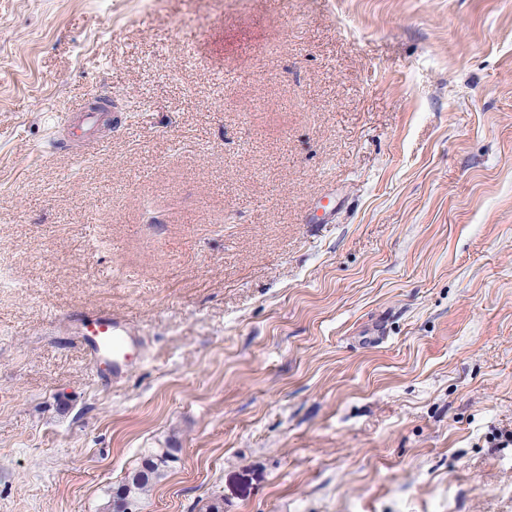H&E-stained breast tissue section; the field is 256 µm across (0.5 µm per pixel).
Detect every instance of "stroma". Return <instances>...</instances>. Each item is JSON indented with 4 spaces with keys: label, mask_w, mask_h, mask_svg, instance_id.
Returning a JSON list of instances; mask_svg holds the SVG:
<instances>
[{
    "label": "stroma",
    "mask_w": 512,
    "mask_h": 512,
    "mask_svg": "<svg viewBox=\"0 0 512 512\" xmlns=\"http://www.w3.org/2000/svg\"><path fill=\"white\" fill-rule=\"evenodd\" d=\"M0 276V512H512V0H0ZM105 112L99 109H89L80 115L76 121H68L62 126V140L79 146L91 144V134L104 120ZM71 321L85 359L101 383H122L137 362L146 359L140 331L124 316L80 312ZM175 452H178L177 448H166L160 454L145 457L141 467L128 475L117 490V502L135 506L140 496L148 491L151 483L164 475L169 462L175 461Z\"/></svg>",
    "instance_id": "obj_1"
}]
</instances>
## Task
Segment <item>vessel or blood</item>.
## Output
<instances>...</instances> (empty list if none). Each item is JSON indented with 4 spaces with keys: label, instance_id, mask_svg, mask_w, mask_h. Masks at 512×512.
<instances>
[{
    "label": "vessel or blood",
    "instance_id": "obj_1",
    "mask_svg": "<svg viewBox=\"0 0 512 512\" xmlns=\"http://www.w3.org/2000/svg\"><path fill=\"white\" fill-rule=\"evenodd\" d=\"M103 120L102 110H86L78 120L63 125L62 139L79 146L90 145L93 130ZM71 321L72 332L81 344L85 359L101 383H122L130 370L145 360L141 333L124 316L108 312H80L72 315Z\"/></svg>",
    "mask_w": 512,
    "mask_h": 512
}]
</instances>
